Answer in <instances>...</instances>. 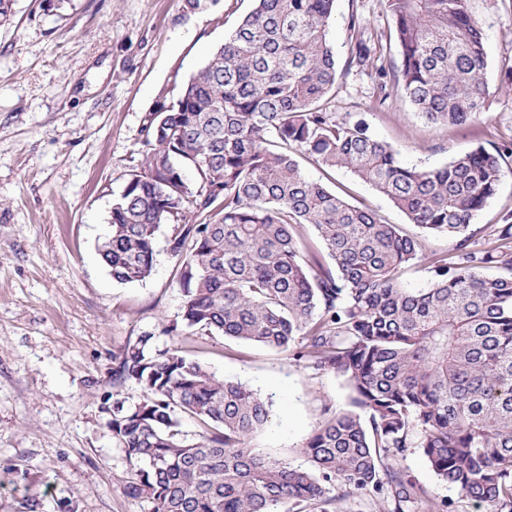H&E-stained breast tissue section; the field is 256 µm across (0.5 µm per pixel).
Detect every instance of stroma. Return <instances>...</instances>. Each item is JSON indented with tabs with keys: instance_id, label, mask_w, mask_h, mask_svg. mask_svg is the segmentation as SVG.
<instances>
[{
	"instance_id": "1",
	"label": "stroma",
	"mask_w": 512,
	"mask_h": 512,
	"mask_svg": "<svg viewBox=\"0 0 512 512\" xmlns=\"http://www.w3.org/2000/svg\"><path fill=\"white\" fill-rule=\"evenodd\" d=\"M253 0H11L0 21V512H148L124 491L132 467L101 409L106 394L143 398L136 384L112 387L114 352L142 333L157 348L182 319L176 260L161 227L155 268L142 282H113L98 252L114 199L141 158L140 127L161 92L177 91L253 9ZM481 20L488 67L486 110L470 126L427 123L400 94L375 103L376 75L351 72L327 96L337 115L363 113L400 162L444 166L478 145L512 148V0H470ZM363 17L382 41L380 65L400 64L387 40L385 0H336L329 39L349 55L348 21ZM304 173L389 224L404 213L350 172ZM185 354L217 377L273 403L252 445L270 461L306 465L302 448L325 409L348 403L345 381L292 355L202 331ZM415 486L448 512H476L438 479L420 449L397 461Z\"/></svg>"
}]
</instances>
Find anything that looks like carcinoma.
<instances>
[{
  "instance_id": "cac0c4a2",
  "label": "carcinoma",
  "mask_w": 512,
  "mask_h": 512,
  "mask_svg": "<svg viewBox=\"0 0 512 512\" xmlns=\"http://www.w3.org/2000/svg\"><path fill=\"white\" fill-rule=\"evenodd\" d=\"M207 62L143 119L144 147L112 203L99 254L112 280L143 282L170 225L181 325L113 354L112 383L145 391L102 406L134 474L126 494L149 512H341L366 495L384 512H442L397 459L422 451L479 512H512V224L471 229L498 191L507 148H477L433 170L400 163L360 112L325 96L376 48L351 15L339 69L328 38L335 0H254ZM400 65L375 102L398 90L434 124L480 116L487 59L468 0H386ZM346 169L419 229L386 224L307 177L297 157ZM192 215L194 221L186 220ZM453 246L427 253L423 240ZM424 268L431 286L401 280ZM498 269L494 275L484 271ZM195 330L264 346L342 377L348 408L328 410L303 446L308 467L252 448L271 402L182 354ZM203 425L193 443L177 413Z\"/></svg>"
}]
</instances>
